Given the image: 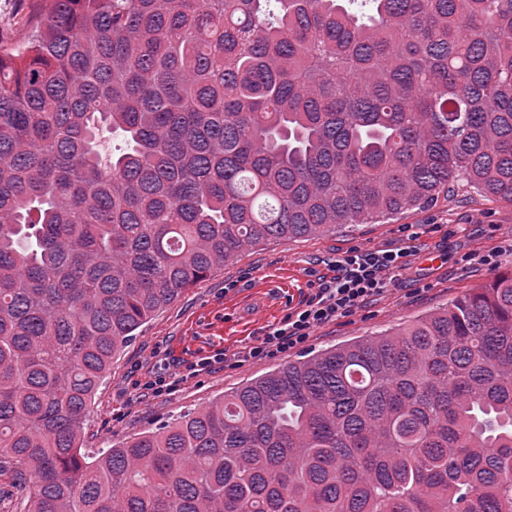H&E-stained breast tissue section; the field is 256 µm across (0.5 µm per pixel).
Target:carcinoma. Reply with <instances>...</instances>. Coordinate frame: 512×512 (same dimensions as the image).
Wrapping results in <instances>:
<instances>
[{"label":"carcinoma","instance_id":"cac0c4a2","mask_svg":"<svg viewBox=\"0 0 512 512\" xmlns=\"http://www.w3.org/2000/svg\"><path fill=\"white\" fill-rule=\"evenodd\" d=\"M0 48V467L28 512H512V274L118 448L112 359L248 249L512 204V0H34Z\"/></svg>","mask_w":512,"mask_h":512}]
</instances>
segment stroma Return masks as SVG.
I'll return each instance as SVG.
<instances>
[{"mask_svg": "<svg viewBox=\"0 0 512 512\" xmlns=\"http://www.w3.org/2000/svg\"><path fill=\"white\" fill-rule=\"evenodd\" d=\"M419 226L423 254L443 253L427 267L430 288L418 290L403 275L394 290L367 305L357 316L318 329L304 351L234 368L215 367L188 378L175 393L140 399L132 383L163 363L187 364L219 351L235 352L277 324L327 272L326 258L351 246L377 248L397 244L400 225ZM512 205L456 190L437 205L406 212L388 224H359L336 232L281 241L244 252L205 280L189 287L156 313L113 360L82 425V444L92 449L122 445L179 414L209 404L225 391L300 358L302 352L344 343L359 336L392 332L414 323L472 289L496 272H512ZM499 251L497 270L464 262L469 253ZM234 282L225 291V282Z\"/></svg>", "mask_w": 512, "mask_h": 512, "instance_id": "35a3bbf8", "label": "stroma"}]
</instances>
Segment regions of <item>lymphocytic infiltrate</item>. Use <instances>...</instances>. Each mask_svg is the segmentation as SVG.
I'll use <instances>...</instances> for the list:
<instances>
[{"instance_id": "lymphocytic-infiltrate-1", "label": "lymphocytic infiltrate", "mask_w": 512, "mask_h": 512, "mask_svg": "<svg viewBox=\"0 0 512 512\" xmlns=\"http://www.w3.org/2000/svg\"><path fill=\"white\" fill-rule=\"evenodd\" d=\"M415 235L395 248H351L331 261L330 278L321 280L295 308L270 327L257 343L233 353L219 352L188 365L196 374L212 365L235 366L246 361L274 358L305 344L315 331L338 319L355 315L369 302L388 292L390 285L410 272L420 252Z\"/></svg>"}]
</instances>
